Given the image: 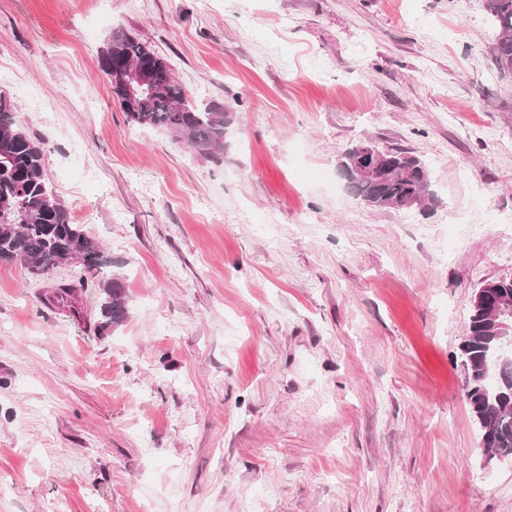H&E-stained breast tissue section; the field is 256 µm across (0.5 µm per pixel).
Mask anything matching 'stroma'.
Segmentation results:
<instances>
[{"label": "stroma", "instance_id": "obj_1", "mask_svg": "<svg viewBox=\"0 0 512 512\" xmlns=\"http://www.w3.org/2000/svg\"><path fill=\"white\" fill-rule=\"evenodd\" d=\"M117 27L233 113L223 152L129 122ZM495 37L486 0H0V92L106 257L0 266V512H512L459 355L512 279V223L462 225L512 213ZM362 141L418 154L437 204L370 210L339 173ZM100 316L102 321L98 324L100 331L109 326L118 327L126 320L128 315V297L125 285L120 277H112L101 286Z\"/></svg>", "mask_w": 512, "mask_h": 512}]
</instances>
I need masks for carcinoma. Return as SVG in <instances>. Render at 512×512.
Instances as JSON below:
<instances>
[{
  "label": "carcinoma",
  "mask_w": 512,
  "mask_h": 512,
  "mask_svg": "<svg viewBox=\"0 0 512 512\" xmlns=\"http://www.w3.org/2000/svg\"><path fill=\"white\" fill-rule=\"evenodd\" d=\"M486 8L496 29L495 62L502 72L512 74V0H486ZM135 65L151 69L156 81L145 106L128 99L120 85L111 84L130 121L166 130L203 155L211 156L223 146L231 113L216 105L199 107L175 79L168 60L123 29L113 30L100 55L105 76L110 80L112 69ZM390 152L397 159L395 171L349 183L355 195L378 211L397 210L411 195L420 198L422 209L430 208L435 194L426 162L408 149ZM69 259L80 261L91 273L102 264L101 247L70 222L44 177L43 147L21 127L17 104L0 93V265L19 260L30 274L40 276ZM127 304L121 278L104 282L98 329L122 325ZM495 335L488 311L480 304L472 306L463 344L468 347V369L474 378L466 385L465 397L483 426L486 451L512 457V366L490 365Z\"/></svg>",
  "instance_id": "carcinoma-1"
}]
</instances>
